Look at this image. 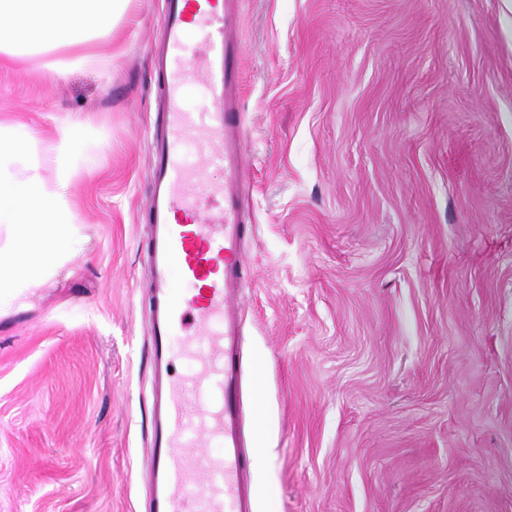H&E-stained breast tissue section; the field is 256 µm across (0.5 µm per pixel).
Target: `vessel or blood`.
I'll use <instances>...</instances> for the list:
<instances>
[{
    "instance_id": "vessel-or-blood-1",
    "label": "vessel or blood",
    "mask_w": 512,
    "mask_h": 512,
    "mask_svg": "<svg viewBox=\"0 0 512 512\" xmlns=\"http://www.w3.org/2000/svg\"><path fill=\"white\" fill-rule=\"evenodd\" d=\"M242 0H163L161 130L149 142V512H253L241 432L240 293L249 278V155L238 77ZM199 91L197 105L188 96ZM224 171L210 184V166ZM190 285L178 294L175 279ZM189 370L174 373L176 363Z\"/></svg>"
}]
</instances>
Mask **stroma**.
<instances>
[{"label": "stroma", "mask_w": 512, "mask_h": 512, "mask_svg": "<svg viewBox=\"0 0 512 512\" xmlns=\"http://www.w3.org/2000/svg\"><path fill=\"white\" fill-rule=\"evenodd\" d=\"M161 0L64 76L0 56V126L95 134L76 243L0 308V512H146L141 214ZM255 512H512V12L244 0Z\"/></svg>", "instance_id": "35a3bbf8"}]
</instances>
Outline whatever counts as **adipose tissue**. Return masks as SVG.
<instances>
[{"label":"adipose tissue","instance_id":"adipose-tissue-1","mask_svg":"<svg viewBox=\"0 0 512 512\" xmlns=\"http://www.w3.org/2000/svg\"><path fill=\"white\" fill-rule=\"evenodd\" d=\"M130 0H0V55L37 56L58 49L70 59L52 64L56 74L87 62L85 49L109 34Z\"/></svg>","mask_w":512,"mask_h":512}]
</instances>
